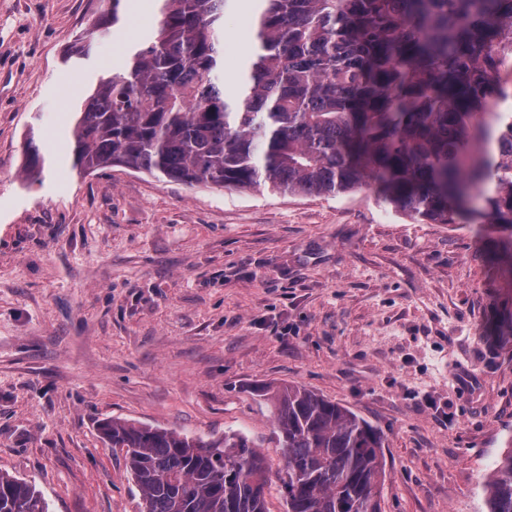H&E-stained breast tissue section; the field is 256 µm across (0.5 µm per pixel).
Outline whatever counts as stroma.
Listing matches in <instances>:
<instances>
[{"instance_id": "stroma-1", "label": "stroma", "mask_w": 512, "mask_h": 512, "mask_svg": "<svg viewBox=\"0 0 512 512\" xmlns=\"http://www.w3.org/2000/svg\"><path fill=\"white\" fill-rule=\"evenodd\" d=\"M109 0H0V472L51 512H140L106 419L246 435L284 512L285 461L261 383H296L383 437L382 512H483L512 443V277L499 235L427 224L365 186L336 196L207 188L73 167L67 139L100 78L159 10ZM254 4L224 15V78L252 49ZM43 158L23 173L27 144ZM121 1L122 0H112V14L110 16H108V14L101 15L93 27L85 33L81 39V51H90L95 39L107 33L110 25L118 21V11Z\"/></svg>"}]
</instances>
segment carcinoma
<instances>
[{
  "label": "carcinoma",
  "instance_id": "cac0c4a2",
  "mask_svg": "<svg viewBox=\"0 0 512 512\" xmlns=\"http://www.w3.org/2000/svg\"><path fill=\"white\" fill-rule=\"evenodd\" d=\"M230 0H162L155 31L99 80L70 133L73 166L119 165L190 186L330 195L375 184L396 210L504 234L512 274V0H260L240 90L218 85ZM121 0L80 50L118 21ZM31 145L26 180L39 179ZM285 458L287 512H380V432L294 383L253 388ZM141 512H267L265 456L239 432L217 440L112 419ZM483 512H512V448L482 482ZM0 473V512H49Z\"/></svg>",
  "mask_w": 512,
  "mask_h": 512
}]
</instances>
